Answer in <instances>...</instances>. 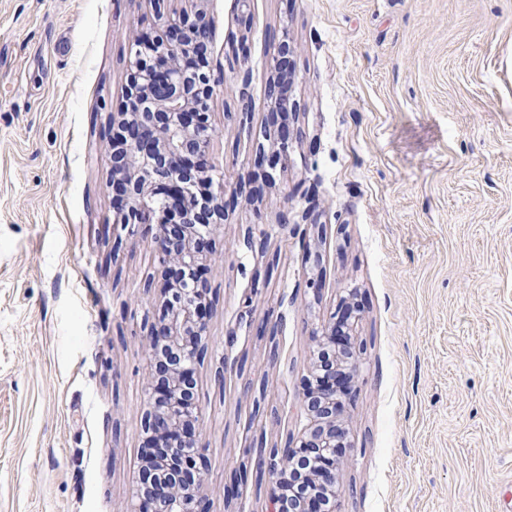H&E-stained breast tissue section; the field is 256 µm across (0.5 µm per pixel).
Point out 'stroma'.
<instances>
[{"label":"stroma","instance_id":"obj_1","mask_svg":"<svg viewBox=\"0 0 512 512\" xmlns=\"http://www.w3.org/2000/svg\"><path fill=\"white\" fill-rule=\"evenodd\" d=\"M226 218L198 367L210 512L305 425L312 334L358 306L338 512L512 500V0H208ZM149 0H0V512H129L148 229L112 222L114 113ZM290 49L284 167L258 165ZM261 200H248L251 191ZM320 278V288L308 287ZM277 327L270 356L260 326Z\"/></svg>","mask_w":512,"mask_h":512}]
</instances>
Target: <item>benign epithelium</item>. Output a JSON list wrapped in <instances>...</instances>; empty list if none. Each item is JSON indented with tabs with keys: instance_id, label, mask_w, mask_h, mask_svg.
Listing matches in <instances>:
<instances>
[{
	"instance_id": "1",
	"label": "benign epithelium",
	"mask_w": 512,
	"mask_h": 512,
	"mask_svg": "<svg viewBox=\"0 0 512 512\" xmlns=\"http://www.w3.org/2000/svg\"><path fill=\"white\" fill-rule=\"evenodd\" d=\"M165 18L166 37L132 45L126 104L112 138V189L118 203L113 224L152 232L162 284L163 312L147 329L149 364L141 430L145 435L134 512H210L204 493V456L197 365L208 352L207 319L214 295L209 274L225 219L223 194L211 190L209 122L213 89L205 0L194 16L165 14L164 0H150ZM290 82L288 43L273 58L268 79L270 167L288 157ZM354 307L342 301L313 334L315 358L303 391L306 424L286 448L269 451L266 475L272 512H336V456L348 432L343 411L358 369ZM248 482H224V502L243 495Z\"/></svg>"
}]
</instances>
